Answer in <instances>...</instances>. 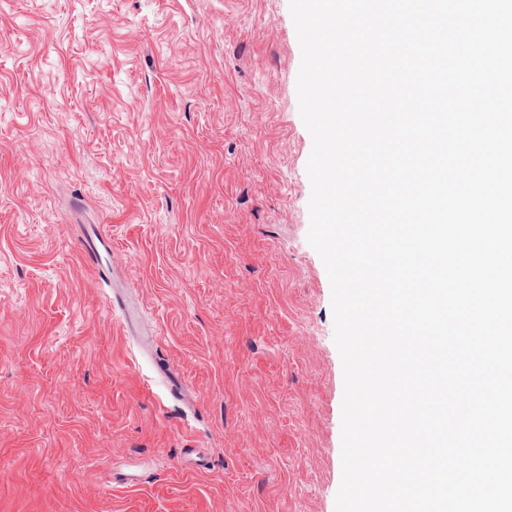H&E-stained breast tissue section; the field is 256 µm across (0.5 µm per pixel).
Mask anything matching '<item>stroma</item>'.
<instances>
[{"instance_id": "1", "label": "stroma", "mask_w": 512, "mask_h": 512, "mask_svg": "<svg viewBox=\"0 0 512 512\" xmlns=\"http://www.w3.org/2000/svg\"><path fill=\"white\" fill-rule=\"evenodd\" d=\"M289 0H0V512H336Z\"/></svg>"}]
</instances>
